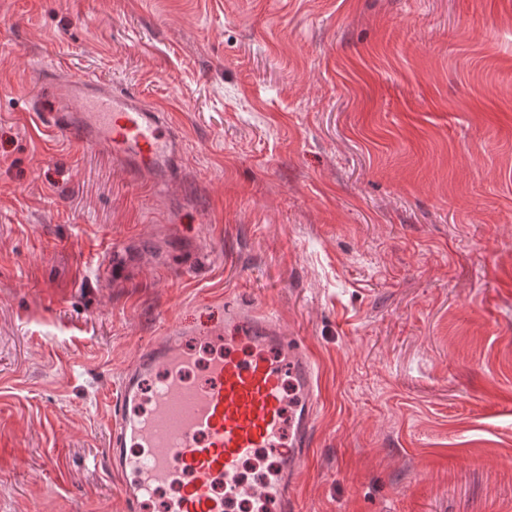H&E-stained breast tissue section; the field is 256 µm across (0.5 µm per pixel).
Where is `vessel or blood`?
Wrapping results in <instances>:
<instances>
[{
	"mask_svg": "<svg viewBox=\"0 0 512 512\" xmlns=\"http://www.w3.org/2000/svg\"><path fill=\"white\" fill-rule=\"evenodd\" d=\"M49 90L32 96L40 125L139 173L176 171L179 144L159 109L83 71ZM224 323L232 333L211 336L217 351L205 365L171 325L122 371L105 455L127 512H234L245 499L255 512H300L288 487L312 445L313 357L268 312L228 307ZM258 459L273 473L253 484L242 469Z\"/></svg>",
	"mask_w": 512,
	"mask_h": 512,
	"instance_id": "1",
	"label": "vessel or blood"
}]
</instances>
